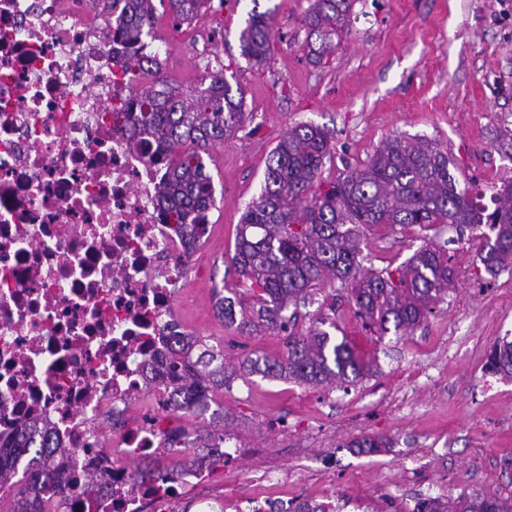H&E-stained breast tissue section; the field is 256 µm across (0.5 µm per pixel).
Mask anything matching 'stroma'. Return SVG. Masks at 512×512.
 <instances>
[{"label":"stroma","instance_id":"stroma-1","mask_svg":"<svg viewBox=\"0 0 512 512\" xmlns=\"http://www.w3.org/2000/svg\"><path fill=\"white\" fill-rule=\"evenodd\" d=\"M312 2L210 0L205 12L221 32L212 69L242 88L248 118L207 150L215 232L195 256L177 306L232 367L254 352L285 351L283 332L243 333L218 308L245 288L231 261L237 225L293 125L330 131L322 169L329 181L364 167L385 142L414 136L447 147L459 174L485 195L512 181V0H354L339 47L317 64L304 24ZM256 11L272 24L273 49L262 67L248 64L239 44ZM208 72L185 44L165 56L158 77L188 94ZM434 237L416 227L363 229L361 264L399 267ZM438 237L456 277L412 334L365 329L337 282L298 308L296 329L304 333L321 306L335 304L338 335L371 359L374 374L324 386L239 377L214 394L223 418L169 415L171 426L200 435L223 428L240 446L206 472L204 487L228 499L261 497L268 489L252 477L272 468L277 492L334 501L341 512H412L422 498L463 493L512 499V380L486 368L494 343L512 340V271L485 272L478 231L447 227ZM365 435L388 445L368 454L350 448Z\"/></svg>","mask_w":512,"mask_h":512}]
</instances>
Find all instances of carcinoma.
Segmentation results:
<instances>
[{"label":"carcinoma","mask_w":512,"mask_h":512,"mask_svg":"<svg viewBox=\"0 0 512 512\" xmlns=\"http://www.w3.org/2000/svg\"><path fill=\"white\" fill-rule=\"evenodd\" d=\"M353 0H314L305 18L309 36L319 41L310 49L315 60L336 49L334 38L343 30ZM175 19L198 14L205 0H168ZM121 28L123 43L137 45L151 34L156 23L154 0H124ZM241 55L262 65L270 58L272 28L269 15L253 14L241 31ZM125 81L142 79L140 61L127 58ZM209 84L193 96H185L170 84L140 89L147 111L136 118L133 134L151 137L161 149L159 160L174 162V178L157 191L161 214L177 224H197L213 205V185L201 151L224 141L245 122L241 88H232L217 71ZM328 130L311 124L288 129L269 157L264 187L258 199L245 208L238 224L231 260L252 291L250 319L236 321L235 306L242 300L224 298V323L243 328H265L287 333L286 353L281 357L255 355L243 367L267 377L312 386L346 383L371 373L347 338L324 326L336 328L325 314L315 318L307 334L295 331L296 315L289 306L306 300L326 279L350 287L358 315L383 336L391 331L416 330L433 307L448 294L455 270L441 245L417 250L399 269L373 271L360 265L359 227L396 228L434 224L479 227L489 225L492 235L483 237L479 261L495 276L512 268V182L491 196L494 208L481 203L467 180L452 171L448 149L435 140L395 138L379 148L370 162L339 181L321 179L324 160L331 156ZM214 356L200 353L173 382L181 408L212 399L234 376L228 366L213 364ZM487 370L512 380V341L496 343L488 356ZM30 456L23 479L16 482L18 466L0 457V491L15 492L12 512H32L29 486L40 484L60 495L66 485L43 462L47 454L65 452L49 444L47 428L34 424L14 439L0 443L3 454ZM206 450L213 464L224 463V431L207 438ZM415 512H512V503L492 497L461 494L455 499H423Z\"/></svg>","instance_id":"obj_1"}]
</instances>
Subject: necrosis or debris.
<instances>
[{
  "mask_svg": "<svg viewBox=\"0 0 512 512\" xmlns=\"http://www.w3.org/2000/svg\"><path fill=\"white\" fill-rule=\"evenodd\" d=\"M120 21L89 0H0V437L38 422L62 447L67 492L33 486L41 512H215L187 494L209 459L170 485L147 474L198 443L162 418L195 336L174 304L213 226L161 218L169 169L116 115L137 96Z\"/></svg>",
  "mask_w": 512,
  "mask_h": 512,
  "instance_id": "necrosis-or-debris-1",
  "label": "necrosis or debris"
}]
</instances>
